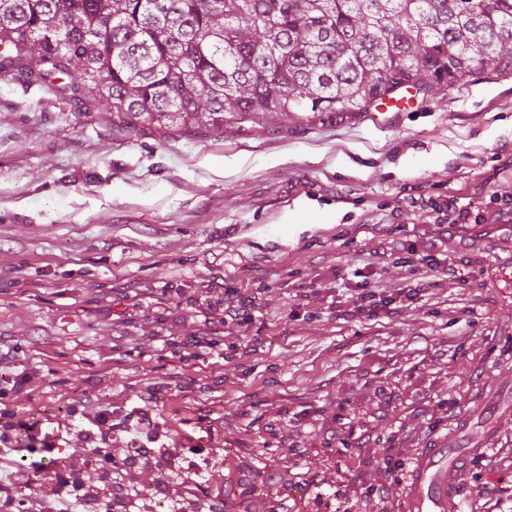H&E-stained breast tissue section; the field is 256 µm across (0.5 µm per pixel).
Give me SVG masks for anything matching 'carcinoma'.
Instances as JSON below:
<instances>
[{"instance_id": "obj_1", "label": "carcinoma", "mask_w": 512, "mask_h": 512, "mask_svg": "<svg viewBox=\"0 0 512 512\" xmlns=\"http://www.w3.org/2000/svg\"><path fill=\"white\" fill-rule=\"evenodd\" d=\"M512 70V0H0V71L68 75L133 134L358 115Z\"/></svg>"}]
</instances>
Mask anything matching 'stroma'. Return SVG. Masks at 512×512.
<instances>
[{"label":"stroma","mask_w":512,"mask_h":512,"mask_svg":"<svg viewBox=\"0 0 512 512\" xmlns=\"http://www.w3.org/2000/svg\"><path fill=\"white\" fill-rule=\"evenodd\" d=\"M450 199L468 223H438ZM430 265L435 287L413 273ZM229 288L244 325L178 398L173 347L223 332ZM0 342V387L27 374L56 461L102 409L166 391L159 437L109 453L201 449L200 512H411L407 473L440 442L466 452L458 512H512V72L381 123L134 135L0 73ZM118 483L138 512L189 497L174 466Z\"/></svg>","instance_id":"stroma-1"}]
</instances>
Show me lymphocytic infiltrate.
I'll list each match as a JSON object with an SVG mask.
<instances>
[{
    "instance_id": "obj_1",
    "label": "lymphocytic infiltrate",
    "mask_w": 512,
    "mask_h": 512,
    "mask_svg": "<svg viewBox=\"0 0 512 512\" xmlns=\"http://www.w3.org/2000/svg\"><path fill=\"white\" fill-rule=\"evenodd\" d=\"M30 401L25 379H17L11 388L0 389V445L27 449L30 454V477L38 495L30 500L22 512H46L49 503H65L74 493L83 497L108 502V512H133V503L127 494L113 491L110 475L104 472L97 459L100 444L117 431L110 410H101L93 428L85 430L86 447L75 458L69 477L51 475L41 455L51 442L43 436L36 421L24 413Z\"/></svg>"
}]
</instances>
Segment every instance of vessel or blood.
<instances>
[{
	"label": "vessel or blood",
	"mask_w": 512,
	"mask_h": 512,
	"mask_svg": "<svg viewBox=\"0 0 512 512\" xmlns=\"http://www.w3.org/2000/svg\"><path fill=\"white\" fill-rule=\"evenodd\" d=\"M461 473V468L449 461L447 449H427L410 473L414 512H452Z\"/></svg>",
	"instance_id": "1"
}]
</instances>
